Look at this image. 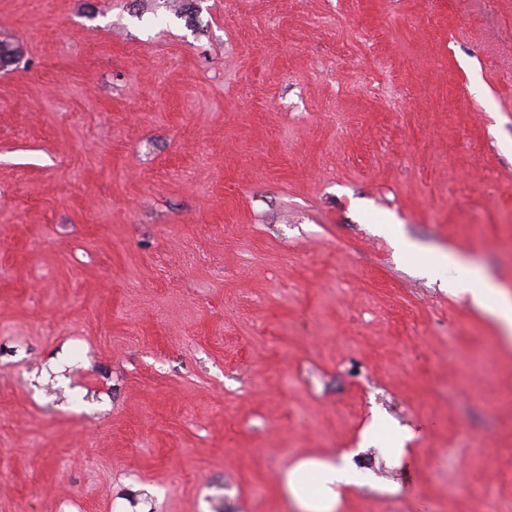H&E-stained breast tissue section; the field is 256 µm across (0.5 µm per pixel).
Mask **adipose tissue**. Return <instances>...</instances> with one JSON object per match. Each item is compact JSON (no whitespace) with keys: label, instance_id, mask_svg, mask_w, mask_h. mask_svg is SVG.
Wrapping results in <instances>:
<instances>
[{"label":"adipose tissue","instance_id":"1","mask_svg":"<svg viewBox=\"0 0 512 512\" xmlns=\"http://www.w3.org/2000/svg\"><path fill=\"white\" fill-rule=\"evenodd\" d=\"M426 273L457 295L493 317L500 325L506 341L512 343V293L504 289L485 269L472 260L453 253H442ZM376 429L364 436L365 446H386L393 454L388 462L398 465L405 453L408 430L395 425L386 413L373 416ZM389 480L370 469L359 467L353 455L340 460L306 458L289 469L282 491L296 512H335L342 492L353 488L375 491L388 488Z\"/></svg>","mask_w":512,"mask_h":512}]
</instances>
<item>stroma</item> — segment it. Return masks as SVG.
Returning <instances> with one entry per match:
<instances>
[{
    "label": "stroma",
    "mask_w": 512,
    "mask_h": 512,
    "mask_svg": "<svg viewBox=\"0 0 512 512\" xmlns=\"http://www.w3.org/2000/svg\"><path fill=\"white\" fill-rule=\"evenodd\" d=\"M0 512H290L373 410L400 486L512 512V0H0ZM480 85L481 94L470 91ZM423 271L493 317L500 325L504 339L512 343V294L493 279L485 269L472 260L444 252L433 267Z\"/></svg>",
    "instance_id": "obj_1"
}]
</instances>
